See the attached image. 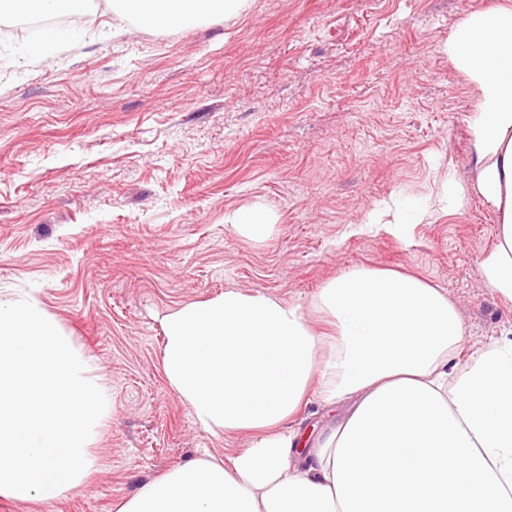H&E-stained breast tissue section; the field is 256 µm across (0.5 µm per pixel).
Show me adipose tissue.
Here are the masks:
<instances>
[{"label":"adipose tissue","instance_id":"adipose-tissue-1","mask_svg":"<svg viewBox=\"0 0 512 512\" xmlns=\"http://www.w3.org/2000/svg\"><path fill=\"white\" fill-rule=\"evenodd\" d=\"M247 4L112 0V9L140 28H187ZM43 12L82 17L90 0H0V17ZM448 56L477 91L469 186L447 174L428 201L375 208L363 225L419 224L480 196L497 231L479 271L512 301V8L470 13ZM224 221L258 243L276 229L260 204ZM311 307L228 288L164 318L170 388L200 427L249 445L172 468L116 512H512V338L459 360L463 327L447 294L382 269L327 281ZM313 397L346 412L311 439L290 422Z\"/></svg>","mask_w":512,"mask_h":512}]
</instances>
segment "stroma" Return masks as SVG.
Listing matches in <instances>:
<instances>
[{
    "instance_id": "1",
    "label": "stroma",
    "mask_w": 512,
    "mask_h": 512,
    "mask_svg": "<svg viewBox=\"0 0 512 512\" xmlns=\"http://www.w3.org/2000/svg\"><path fill=\"white\" fill-rule=\"evenodd\" d=\"M512 0H249L241 16L140 29L94 0L70 42L0 30V302L34 296L112 399L88 483L42 512H114L175 466L245 444L195 424L162 372L166 315L227 288L309 307L356 267L426 278L463 353L512 332L479 272L496 217L350 228L378 203L469 184L475 91L448 57L469 13ZM277 216L252 243L225 212Z\"/></svg>"
}]
</instances>
